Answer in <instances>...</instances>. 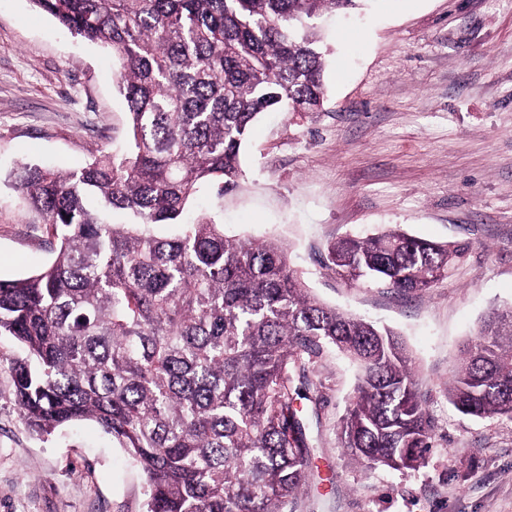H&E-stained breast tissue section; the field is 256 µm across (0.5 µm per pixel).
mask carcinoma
Returning a JSON list of instances; mask_svg holds the SVG:
<instances>
[{
	"label": "carcinoma",
	"instance_id": "1",
	"mask_svg": "<svg viewBox=\"0 0 512 512\" xmlns=\"http://www.w3.org/2000/svg\"><path fill=\"white\" fill-rule=\"evenodd\" d=\"M33 2L113 52L127 133L82 167L17 165L15 188L58 241L43 269L0 279V337L24 350L0 366L25 424H98L143 473L146 512H284L310 476L305 424L322 401L311 373L334 349L358 367L341 447L368 468L423 466L433 424L398 335L315 299L280 244L186 219L202 190L238 187L260 114L322 106L315 20L359 0ZM470 248L390 230L331 243L325 261L350 286L407 294ZM461 353L454 406L512 421V307Z\"/></svg>",
	"mask_w": 512,
	"mask_h": 512
}]
</instances>
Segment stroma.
<instances>
[{"label": "stroma", "instance_id": "obj_1", "mask_svg": "<svg viewBox=\"0 0 512 512\" xmlns=\"http://www.w3.org/2000/svg\"><path fill=\"white\" fill-rule=\"evenodd\" d=\"M328 97L316 112L253 124L236 191L192 215L231 238L283 242L312 296L399 333L433 419L416 470H364L337 428L356 368L317 364L313 478L294 512H512V421L459 413L449 371L494 309L512 306V0H367L324 21ZM125 104L100 47L32 0H0V278L54 256L44 218L12 186L18 162L75 167L126 138ZM397 229L472 248L448 278L406 295L347 287L318 261L346 235ZM0 512H145L135 463L91 421L40 435L0 368Z\"/></svg>", "mask_w": 512, "mask_h": 512}]
</instances>
